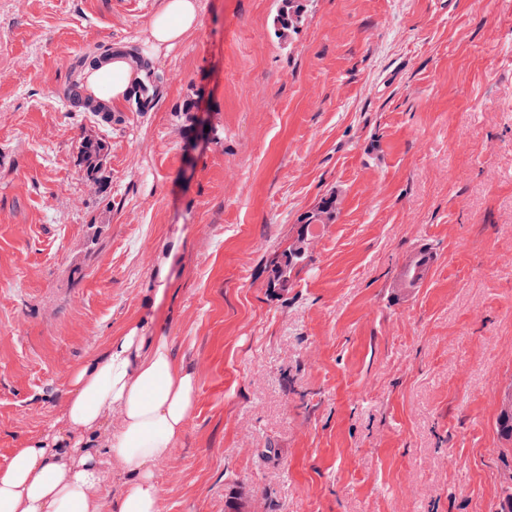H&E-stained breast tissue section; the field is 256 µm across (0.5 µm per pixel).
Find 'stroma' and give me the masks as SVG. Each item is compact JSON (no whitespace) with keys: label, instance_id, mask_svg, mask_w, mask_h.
<instances>
[{"label":"stroma","instance_id":"1","mask_svg":"<svg viewBox=\"0 0 512 512\" xmlns=\"http://www.w3.org/2000/svg\"><path fill=\"white\" fill-rule=\"evenodd\" d=\"M160 0H0V469L153 315L198 376L161 512H497L512 384V0H201L161 97L78 172L67 64ZM212 131L188 153L183 106ZM335 196L292 288L266 258ZM435 261L421 288L407 256ZM303 9V0H282V7L276 18L277 31L280 37H288V34L300 22ZM111 152V143L108 137L99 133L92 137L85 131L78 142L77 166L87 182H92L103 188L102 198L108 197L111 192L110 180L107 175L106 164ZM435 257L428 247L411 253L402 265L397 284L398 288L411 291L419 288L425 280ZM510 394L505 393L500 402V409L496 420L497 431L501 438L512 443V389ZM509 395L511 401H509Z\"/></svg>","mask_w":512,"mask_h":512}]
</instances>
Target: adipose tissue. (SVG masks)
Masks as SVG:
<instances>
[{"label":"adipose tissue","instance_id":"adipose-tissue-1","mask_svg":"<svg viewBox=\"0 0 512 512\" xmlns=\"http://www.w3.org/2000/svg\"><path fill=\"white\" fill-rule=\"evenodd\" d=\"M201 23L200 0H161L137 46L95 56L79 80L102 106L121 108L156 63ZM197 376L172 336L147 318L110 337L75 368L53 421L0 469V512H102L107 473L125 479L112 512H160L155 468L170 460L196 406Z\"/></svg>","mask_w":512,"mask_h":512}]
</instances>
